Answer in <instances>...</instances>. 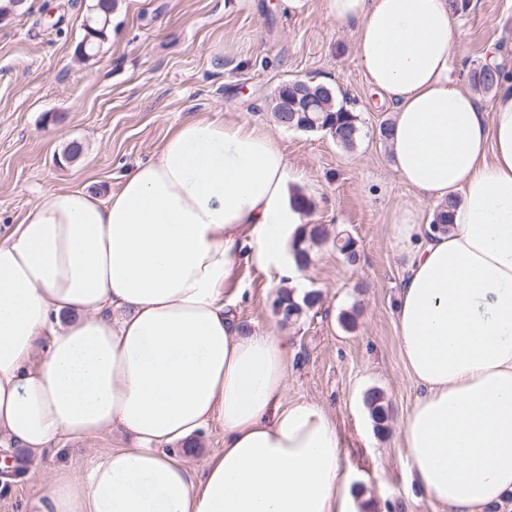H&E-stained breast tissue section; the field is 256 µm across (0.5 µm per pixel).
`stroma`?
<instances>
[{
  "mask_svg": "<svg viewBox=\"0 0 512 512\" xmlns=\"http://www.w3.org/2000/svg\"><path fill=\"white\" fill-rule=\"evenodd\" d=\"M94 2L28 0L0 21V240L48 191L85 186L107 197L187 118L270 134L311 193L309 223L327 232L301 282L320 300L299 322L282 324L273 307L277 272L248 264L239 272L236 316L245 328L287 336V397L331 411L349 439L346 461L359 496L384 512H437L411 481L398 442L416 389L395 319L408 250L397 227L430 223L436 206L419 200L392 167L378 135L391 114L358 63L353 30L326 14L324 0H117L110 38L82 59L75 48ZM467 2L457 59L473 68L493 46L512 73V0ZM295 79L332 86L358 114L354 148L274 122L270 97ZM74 142L79 157L64 161ZM341 232L355 240L357 264L337 252ZM346 313L354 327L343 326ZM372 389L388 412L383 432L365 403ZM128 442L114 429L39 454L0 449V512H40L57 475L86 471L97 453Z\"/></svg>",
  "mask_w": 512,
  "mask_h": 512,
  "instance_id": "obj_1",
  "label": "stroma"
}]
</instances>
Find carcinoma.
I'll return each mask as SVG.
<instances>
[{
	"label": "carcinoma",
	"mask_w": 512,
	"mask_h": 512,
	"mask_svg": "<svg viewBox=\"0 0 512 512\" xmlns=\"http://www.w3.org/2000/svg\"><path fill=\"white\" fill-rule=\"evenodd\" d=\"M116 10V0H96L93 5L91 17L93 18L92 28L94 29V38L88 49L100 46L108 38V33L112 27V14ZM494 78V84H499L503 78V71L500 67H490L488 65H479L471 71V82L475 89L484 93L488 92L487 84L489 78ZM308 90L303 93V97L311 99L317 105V111L308 115L302 113L295 117L293 128L305 131L307 127V117H312L319 121V124L327 128V133L336 142L345 148H352L359 137L358 115L349 110L344 104L337 101L336 90L324 84H307ZM455 207V201L448 200L440 204L433 215L432 226L440 231L448 229L451 223V209ZM324 236V229L320 225H313L307 231L300 241L294 243V255L297 265L306 266L310 261V245L319 242ZM339 253L343 255L345 261L351 265L356 264L359 259L356 243L353 238L347 236L340 238L336 243ZM319 301V296L315 292H310L302 298L297 299L291 294V290L279 292L274 307H282L288 312V315L282 317L283 323L293 324L297 322L306 310L312 308ZM383 395L378 390H371L367 393L365 401L376 426L385 429L387 421V411L382 404Z\"/></svg>",
	"instance_id": "obj_1"
}]
</instances>
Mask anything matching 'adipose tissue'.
<instances>
[{"instance_id": "1", "label": "adipose tissue", "mask_w": 512, "mask_h": 512, "mask_svg": "<svg viewBox=\"0 0 512 512\" xmlns=\"http://www.w3.org/2000/svg\"><path fill=\"white\" fill-rule=\"evenodd\" d=\"M324 5L392 113L398 177L456 201L447 232L398 230L417 390L401 446L440 512H487L512 498V82L488 110L463 89V0ZM295 179L269 134L191 118L108 198L50 191L0 241V436L38 453L110 429L134 442L57 478L41 512H358L344 433L286 398L287 339L224 301L245 263L300 278ZM213 420L224 449L198 474L174 450Z\"/></svg>"}]
</instances>
